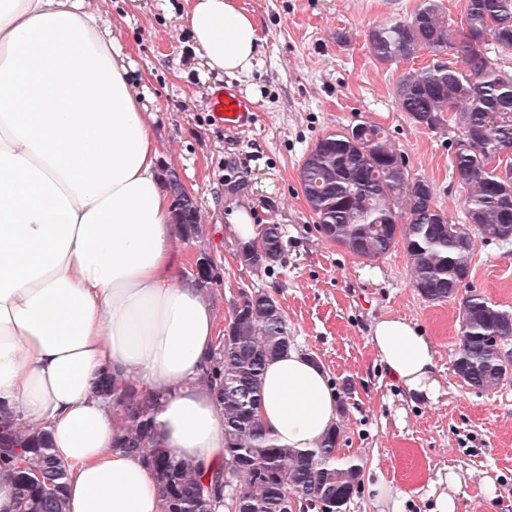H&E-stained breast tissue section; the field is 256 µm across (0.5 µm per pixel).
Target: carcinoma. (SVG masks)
Returning <instances> with one entry per match:
<instances>
[{
    "label": "carcinoma",
    "mask_w": 512,
    "mask_h": 512,
    "mask_svg": "<svg viewBox=\"0 0 512 512\" xmlns=\"http://www.w3.org/2000/svg\"><path fill=\"white\" fill-rule=\"evenodd\" d=\"M491 45L512 52V0H466L458 26L438 0H422L410 17L368 33L369 49L383 63L412 59L425 49L463 56V68L438 62L402 75L394 96L414 123L438 129L450 121L457 128L452 163L468 188V223L449 222L434 203L432 185L410 176L404 153L385 129L371 123L319 138L299 172L326 238L366 260L402 244L413 287L432 303L454 298L468 278L475 236L512 237V161L501 160L512 151V73L491 61ZM165 184L180 236L202 237L197 208L182 192L179 176L167 172ZM283 244L281 225L266 224L258 240L240 247V263L269 274L281 260ZM215 269L212 258L201 254L195 282L209 288L217 280ZM511 344L512 313L477 293L466 296L453 361L463 385L496 389L512 369ZM289 347L276 299L263 289L241 291L202 377L224 411L226 436L227 461L209 476L161 441L153 414L165 393L142 394L112 384L107 373L99 376L97 391L112 397L119 421L113 448L142 455L165 512H282L289 493L304 508L342 512L362 468L339 457L340 429L332 427L319 447L296 453L275 445L258 415L264 368ZM231 467L238 475L233 488L224 484ZM0 469L10 471L14 512H67L70 465L53 454L45 429L0 415Z\"/></svg>",
    "instance_id": "cac0c4a2"
}]
</instances>
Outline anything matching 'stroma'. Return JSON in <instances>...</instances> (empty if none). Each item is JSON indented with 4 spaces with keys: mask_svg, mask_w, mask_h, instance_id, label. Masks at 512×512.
I'll return each mask as SVG.
<instances>
[{
    "mask_svg": "<svg viewBox=\"0 0 512 512\" xmlns=\"http://www.w3.org/2000/svg\"><path fill=\"white\" fill-rule=\"evenodd\" d=\"M258 21L257 65L247 75L200 74L187 29L176 22L183 0H94L146 84L162 170L176 171L203 225L180 241L191 275L200 253L220 277L210 297L227 323L240 290L272 294L294 348L316 357L336 387L342 458L362 475L343 512H430L441 482L462 483L457 512H512V375L495 390L464 386L453 370L461 296L475 291L512 312V243L476 238L470 276L458 298L432 303L412 285L403 247L379 259L355 258L319 231L299 169L325 133L360 122L385 129L401 146L412 177L428 180L434 202L453 223L465 219L466 194L452 167L448 130L411 121L395 99L406 72L437 62L422 51L396 64L375 60L369 30L414 12L420 0H236ZM349 36L339 42L337 33ZM237 86L254 104L248 131L224 129L211 112L215 87ZM247 209L253 223L284 229L285 257L274 273L240 264L229 230ZM400 316L436 348V400L408 395L375 362V321ZM384 479L393 501L376 503L371 483Z\"/></svg>",
    "mask_w": 512,
    "mask_h": 512,
    "instance_id": "1",
    "label": "stroma"
}]
</instances>
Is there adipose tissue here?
<instances>
[{
	"label": "adipose tissue",
	"instance_id": "adipose-tissue-1",
	"mask_svg": "<svg viewBox=\"0 0 512 512\" xmlns=\"http://www.w3.org/2000/svg\"><path fill=\"white\" fill-rule=\"evenodd\" d=\"M179 24L205 68L251 71L259 27L235 0H185ZM132 64L90 0H0V406L51 433L72 466L67 512H164L142 459L113 450L117 423L94 382L110 372L167 389L157 431L178 457L224 462V412L198 383L220 326L179 277L157 134ZM378 362L436 397V352L407 319L371 329ZM258 413L280 447L318 446L337 421L323 367L270 361Z\"/></svg>",
	"mask_w": 512,
	"mask_h": 512
}]
</instances>
